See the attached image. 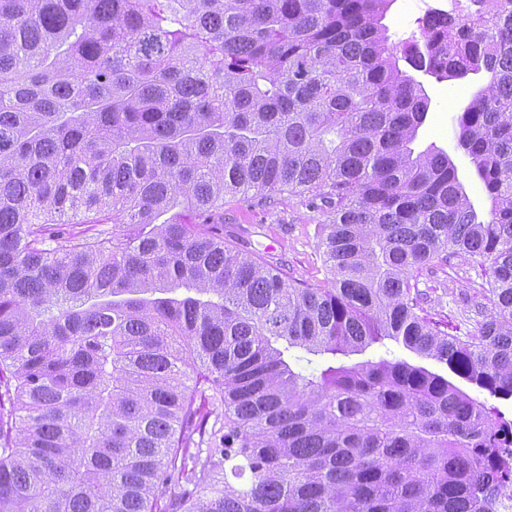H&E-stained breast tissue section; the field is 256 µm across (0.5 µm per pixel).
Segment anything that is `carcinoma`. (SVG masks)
<instances>
[{
    "label": "carcinoma",
    "instance_id": "cac0c4a2",
    "mask_svg": "<svg viewBox=\"0 0 512 512\" xmlns=\"http://www.w3.org/2000/svg\"><path fill=\"white\" fill-rule=\"evenodd\" d=\"M392 2L0 0V512L512 492L488 403L512 402V0L400 49ZM402 61L486 78L457 125L489 217L412 148L429 100ZM284 194L329 217L327 287L224 242L225 197ZM457 254L488 276L463 338L417 288Z\"/></svg>",
    "mask_w": 512,
    "mask_h": 512
}]
</instances>
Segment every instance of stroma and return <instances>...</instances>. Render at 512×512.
<instances>
[{"mask_svg": "<svg viewBox=\"0 0 512 512\" xmlns=\"http://www.w3.org/2000/svg\"><path fill=\"white\" fill-rule=\"evenodd\" d=\"M441 0H394L387 16L391 42L403 44L419 36L424 13ZM428 98L429 112L419 130L416 149L434 146L447 152L463 179H471L470 159L458 149L456 118L466 107L477 80H439L416 73ZM321 212L308 208L295 196H285L272 207L250 209L234 200L224 202V239L244 240L249 250L259 252L288 278L311 286L324 285L328 277L324 257L317 247ZM486 285V277L465 256H451L448 265L433 275L418 279L426 292V307L448 324L454 336H466L475 329L474 304Z\"/></svg>", "mask_w": 512, "mask_h": 512, "instance_id": "obj_1", "label": "stroma"}]
</instances>
